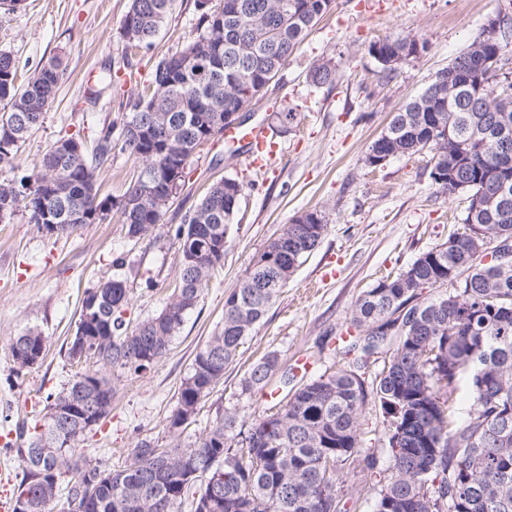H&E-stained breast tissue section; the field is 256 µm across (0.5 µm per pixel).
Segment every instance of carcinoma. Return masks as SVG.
Segmentation results:
<instances>
[{"mask_svg":"<svg viewBox=\"0 0 512 512\" xmlns=\"http://www.w3.org/2000/svg\"><path fill=\"white\" fill-rule=\"evenodd\" d=\"M175 0H132L121 36L129 54L148 51ZM196 29L187 44L153 67L150 91L130 96L119 135L100 131L92 153L74 154L55 142L43 155L26 191L0 182V221L23 207L29 222L57 225L70 235L115 212L129 236L161 223L179 188L165 169L184 162L202 138L224 129V114L279 71L332 0H193ZM494 26L439 71L425 91L395 112L368 147L392 157L427 151L429 178L438 192L465 196L461 231L387 276L356 300L347 361L291 388L278 413L258 415L240 439L238 415L216 414L202 437L189 444L154 448L144 441L118 470L87 464L75 442L87 431L74 421L62 434L56 415L85 394L105 418L112 408L108 372H139L169 352L189 311L197 305L224 244L243 185L226 178L210 187L176 228L180 275L170 302L134 327L122 313L130 302L124 281L112 279L87 291L96 299L90 321L76 332L87 349L66 344L69 360L96 365L46 397L43 428L28 431L26 452L16 448L23 475L13 512H53L67 478L69 512H175L192 496L194 512H350L338 491L340 471L371 470L374 454L363 447L359 417L368 403L382 413L390 464L375 490L374 512H512V83L494 56H512V15L496 12ZM418 53L417 41L387 36L369 54L391 78ZM313 84L332 86V59L315 63ZM63 77L54 57L17 85L13 56L0 49V164L10 162L44 119ZM135 154L142 169L119 200L101 197L97 170L116 147ZM328 232L322 212L307 210L257 256L239 287L224 302L221 328L196 353L180 386L169 430L188 423L224 377L243 340L264 319L303 259ZM504 255L482 263L476 246ZM46 350V338L29 329L13 338L12 358ZM280 367L277 353L256 363L242 392L268 385ZM470 402L459 415L461 398Z\"/></svg>","mask_w":512,"mask_h":512,"instance_id":"carcinoma-1","label":"carcinoma"}]
</instances>
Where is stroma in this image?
I'll return each mask as SVG.
<instances>
[{"label": "stroma", "instance_id": "35a3bbf8", "mask_svg": "<svg viewBox=\"0 0 512 512\" xmlns=\"http://www.w3.org/2000/svg\"><path fill=\"white\" fill-rule=\"evenodd\" d=\"M129 5L130 0H25L21 10L0 16V49L13 56L18 83L53 57H62L65 66L41 126L13 160L0 164V181L18 183L33 175L35 163L59 139L77 133L93 147L103 126L120 123L127 97L148 87L154 62L180 49L196 25L192 0H177L150 55L130 58L140 72L138 82L117 80L111 94L88 105V77L124 53L121 24ZM511 5L512 0H334L251 108L253 123L291 108L298 113L292 129L275 137L280 151L271 169L249 167L243 152H229L222 137L213 138L191 158L184 186L161 224L138 240L129 238L113 213L58 237L43 234L22 210L0 222V438L14 434L21 421L35 423L48 394L76 374L64 344L75 331L87 289L125 280L131 297L125 318L133 325L161 311L179 277L175 230L225 177L242 182L244 190L209 286L160 363L136 374H113L112 410L77 441L76 451L89 464L117 469L129 463L140 441L164 448L199 440L216 414L237 411L246 425L254 416L275 413L277 400L241 391L253 364L274 352L282 370L292 373L303 357L311 362L309 376H317L335 360L359 295L445 243L460 226L464 200L432 185L428 155L397 156L376 168L363 158L392 114L425 90L497 8ZM390 34L416 39L425 48L386 81L368 47ZM323 58L338 65L335 86L310 81L311 66ZM139 166L130 152L114 149L96 173L101 196L120 197ZM312 209L324 215L326 236L244 340L190 423L169 431L180 384L196 352L222 325L226 296L292 218ZM31 328L46 336L47 350L41 365L21 370L10 345ZM360 424L376 469L341 473L339 489L355 503V512H373L365 488L390 462L379 408L366 406Z\"/></svg>", "mask_w": 512, "mask_h": 512}]
</instances>
